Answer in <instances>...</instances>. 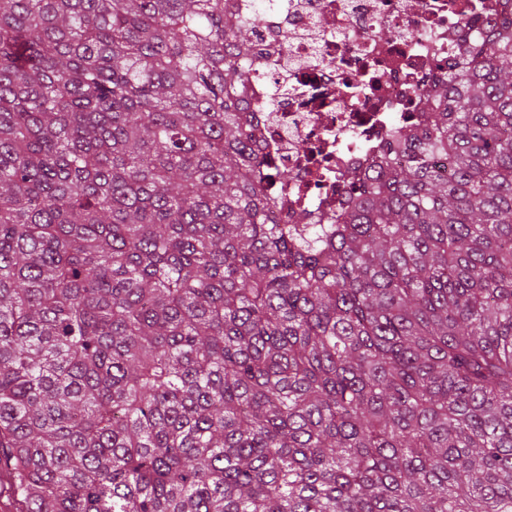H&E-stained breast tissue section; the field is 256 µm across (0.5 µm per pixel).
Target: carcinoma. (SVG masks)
<instances>
[{"instance_id": "1", "label": "carcinoma", "mask_w": 512, "mask_h": 512, "mask_svg": "<svg viewBox=\"0 0 512 512\" xmlns=\"http://www.w3.org/2000/svg\"><path fill=\"white\" fill-rule=\"evenodd\" d=\"M260 22L0 0V467L27 512H512V16L328 224L267 192Z\"/></svg>"}]
</instances>
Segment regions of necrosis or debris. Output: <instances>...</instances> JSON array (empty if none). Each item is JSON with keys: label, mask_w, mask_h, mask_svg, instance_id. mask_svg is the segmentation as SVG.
I'll list each match as a JSON object with an SVG mask.
<instances>
[{"label": "necrosis or debris", "mask_w": 512, "mask_h": 512, "mask_svg": "<svg viewBox=\"0 0 512 512\" xmlns=\"http://www.w3.org/2000/svg\"><path fill=\"white\" fill-rule=\"evenodd\" d=\"M261 14L269 45L248 85L263 153L291 171L274 183L282 219L304 212L325 223L341 200V176L365 170L389 132L409 118L408 91L447 58L462 18L487 31L507 0H235Z\"/></svg>", "instance_id": "obj_1"}]
</instances>
